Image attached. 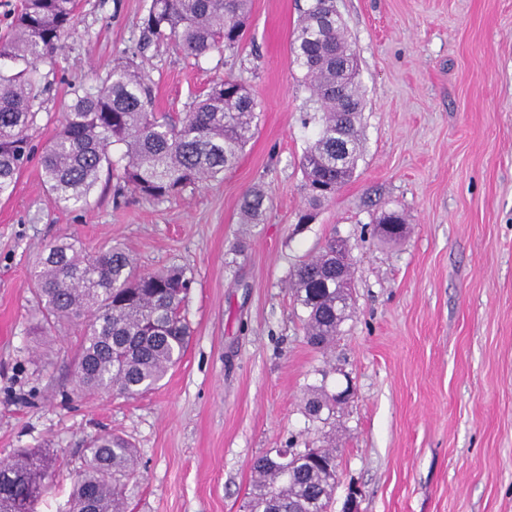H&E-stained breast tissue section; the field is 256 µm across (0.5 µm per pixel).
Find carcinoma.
I'll return each instance as SVG.
<instances>
[{
  "label": "carcinoma",
  "instance_id": "obj_1",
  "mask_svg": "<svg viewBox=\"0 0 512 512\" xmlns=\"http://www.w3.org/2000/svg\"><path fill=\"white\" fill-rule=\"evenodd\" d=\"M74 0H20L7 33L0 37V196L12 193L28 162L29 129L41 108L34 73L53 65L62 38L75 27ZM251 0H151L141 24L144 39L170 40L195 62L212 52L239 46ZM334 0H309L294 33V63L311 91L317 129L301 159L304 190L311 207L349 182L363 147L364 95L358 65H345L350 47ZM154 80L129 58L96 86L72 89L57 136L40 154L42 180L51 202L63 209L86 203L103 171L113 166L111 147L123 148L124 186L138 198L162 204L189 186L223 178L254 137L256 107L251 90L226 75L181 117L153 108ZM348 145L336 159V142ZM266 193L243 197V224H260ZM378 240L395 244L405 218L385 211L374 219ZM36 295L47 325L84 320L75 368L82 391L134 398L151 389L182 358L189 342L183 304L192 283L172 266L140 273L133 257L116 244L88 256L78 241L61 237L50 244L34 271ZM293 302L303 312L308 343L326 347L353 313L351 289L336 282V238L289 272ZM336 396L314 389L309 416H332ZM51 462L38 449L22 450L0 464V512H33ZM336 452L253 463L255 483L243 512H326L336 487ZM136 474L135 452L124 438L104 433L85 448L69 512H126L125 483Z\"/></svg>",
  "mask_w": 512,
  "mask_h": 512
}]
</instances>
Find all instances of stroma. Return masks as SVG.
Returning <instances> with one entry per match:
<instances>
[{
  "label": "stroma",
  "instance_id": "obj_1",
  "mask_svg": "<svg viewBox=\"0 0 512 512\" xmlns=\"http://www.w3.org/2000/svg\"><path fill=\"white\" fill-rule=\"evenodd\" d=\"M150 3L76 0L75 32L35 74L36 148L58 131L72 87L98 84L135 51ZM307 5L252 0L239 48L196 66L169 41L138 53L159 112H186L227 74L251 88L257 130L222 180L152 205L115 171L87 206L60 209L33 161L0 197V461L50 450L37 512H66L82 449L104 432L139 455L128 512H242L257 457L327 443L339 462L328 512L352 487L360 512H512V0H335L358 56L365 150L314 209L300 158L316 126L290 50ZM256 185L265 219L240 223ZM385 210L406 218L399 243L371 235ZM65 236L192 278L188 347L140 397L79 390L82 322L38 324L34 266ZM332 236L351 252L354 313L322 352L288 274ZM321 384L352 395L314 421L304 403Z\"/></svg>",
  "mask_w": 512,
  "mask_h": 512
}]
</instances>
